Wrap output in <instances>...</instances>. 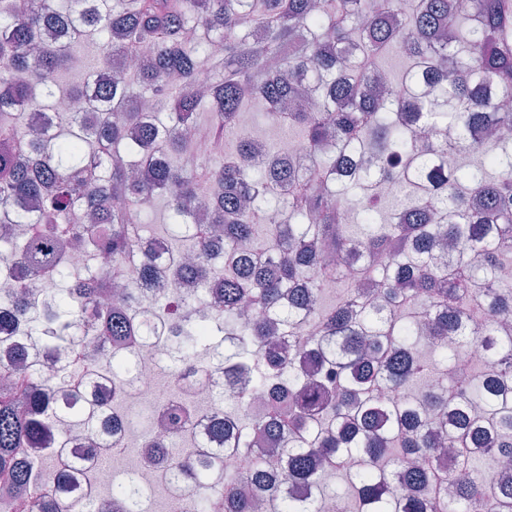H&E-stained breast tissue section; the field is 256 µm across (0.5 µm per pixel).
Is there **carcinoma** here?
Segmentation results:
<instances>
[{"label": "carcinoma", "instance_id": "1", "mask_svg": "<svg viewBox=\"0 0 512 512\" xmlns=\"http://www.w3.org/2000/svg\"><path fill=\"white\" fill-rule=\"evenodd\" d=\"M396 11V0H0V209L11 224L42 225L22 240L0 236V259L59 283L39 304L21 293L0 310V324L21 318L39 338L56 323L80 350L90 313L93 332L120 347L118 380L133 370L125 346L135 338L162 342L179 364L208 336H224L216 357L231 414L211 437L245 468L225 476L221 495L205 496L207 457L171 448L169 478L194 495L193 512H255L245 484L262 493L266 512H320L322 502L342 501L326 479L332 471L354 489L355 512H512V468L496 452L512 439V335L496 326L512 310V281L501 277L512 263V139L489 137L512 130V7L412 0L397 20ZM83 37L100 54L68 91L84 107L62 120L53 114L58 75L74 70ZM392 50L409 62L401 74L383 64ZM105 66L112 78L97 85ZM374 80L383 92L372 91ZM260 104L286 141L225 137ZM203 109L212 112L203 134L211 153L190 137ZM31 111L44 116L41 136L29 133ZM425 126L455 139L420 157ZM472 150L480 166L452 163ZM390 176L412 195L385 212L390 200L377 182ZM358 195L369 202L359 221L371 231L354 238ZM158 196L174 224L188 223L205 198L209 223L223 228L220 269L207 227L156 240L173 276L211 300L212 329L193 319L191 295L154 320L132 305H103L96 278L67 262L64 243L75 240L112 256L115 275L132 260L153 279L155 253H135L133 242L143 207ZM273 210L287 222L266 246L244 247ZM362 277L378 283V297L355 291ZM328 279L345 289L325 305L319 289ZM310 318L316 334L282 348L281 337L293 341ZM422 328L441 338L428 358L416 351ZM473 345L499 362L496 374L458 375L460 351ZM11 363L23 373L0 385V480L18 512H68L58 496L37 495L22 449L58 444L43 420L50 404L107 440L86 401L68 391L71 371L51 391L25 372L23 347ZM432 376L441 394L429 408L385 397ZM272 378L281 392L251 413L249 401ZM261 431L282 442L274 461L252 446ZM443 440L446 465L437 460ZM486 456L492 468L481 473L476 462ZM78 468L63 458L50 483L68 487ZM290 484L309 496L288 494ZM140 498L136 478L118 483L112 512H136Z\"/></svg>", "mask_w": 512, "mask_h": 512}]
</instances>
